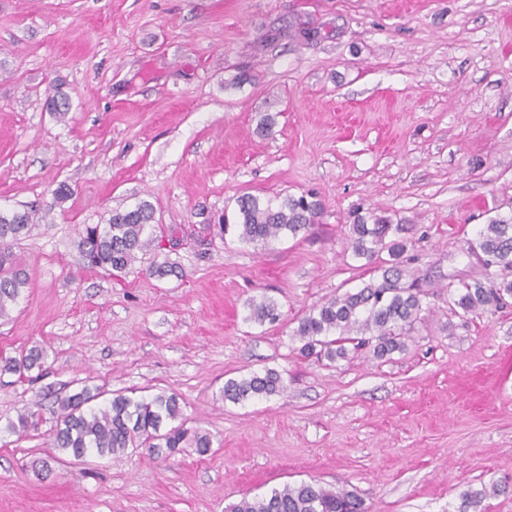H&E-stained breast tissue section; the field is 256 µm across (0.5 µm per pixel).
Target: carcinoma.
Listing matches in <instances>:
<instances>
[{"mask_svg": "<svg viewBox=\"0 0 512 512\" xmlns=\"http://www.w3.org/2000/svg\"><path fill=\"white\" fill-rule=\"evenodd\" d=\"M319 214V205L301 196L286 197L275 205L250 195L236 200L238 240L251 244L306 231ZM38 220L28 211H0V319L9 317L28 278L17 261L12 245ZM155 211L148 201L134 208L114 211L105 224L88 225L79 246L93 268L113 276L126 272L145 250V235L155 231ZM412 226L394 224L386 217L367 223L354 213L349 241L353 254L377 263L381 279L371 280L355 292L330 298L310 309L298 321L294 335L302 345L304 357L316 356L334 361L354 356L364 349L379 358L405 350L409 335L423 309L416 282H404L406 265L402 257L408 248ZM468 250L487 257L485 281L461 282L448 289V304L465 318L489 306H498L512 297V281L500 277L497 269L512 268V215L489 219ZM387 257H382V254ZM248 320L260 325L279 320L277 305L267 299L248 302ZM44 356L31 350L17 356L0 357V370L23 376L42 370ZM284 390L281 374L273 369L224 383V399L235 404L255 398H267ZM101 392L85 386L79 392L54 401V447L76 461L88 454L100 456L123 452L128 448H147L156 455L169 456L193 448L203 455L211 448L210 437L173 425L182 418L180 398L171 392L133 397L122 392L101 406L92 402ZM43 422L40 410L29 409L7 424L20 436ZM230 512H364L363 501L352 491H336L310 481L273 488L262 496L244 497Z\"/></svg>", "mask_w": 512, "mask_h": 512, "instance_id": "cac0c4a2", "label": "carcinoma"}]
</instances>
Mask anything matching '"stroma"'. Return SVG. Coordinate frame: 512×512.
<instances>
[{
    "label": "stroma",
    "instance_id": "1",
    "mask_svg": "<svg viewBox=\"0 0 512 512\" xmlns=\"http://www.w3.org/2000/svg\"><path fill=\"white\" fill-rule=\"evenodd\" d=\"M307 193L322 208L297 237L219 231L240 195ZM142 200L163 244L118 277L88 268L85 226ZM0 208L45 216L0 320V355L45 352L40 376L0 372V512H225L310 480L368 512L478 491L468 512H512V304L448 308L483 273L468 241L512 213V0H0ZM356 208L412 225L421 318L390 357L302 358L298 319L376 276L348 246ZM163 262L176 274L150 275ZM263 296L278 322L247 321ZM268 368L284 392L225 401ZM85 386L179 394L209 452L74 463L52 408ZM37 401L38 430L9 433Z\"/></svg>",
    "mask_w": 512,
    "mask_h": 512
}]
</instances>
